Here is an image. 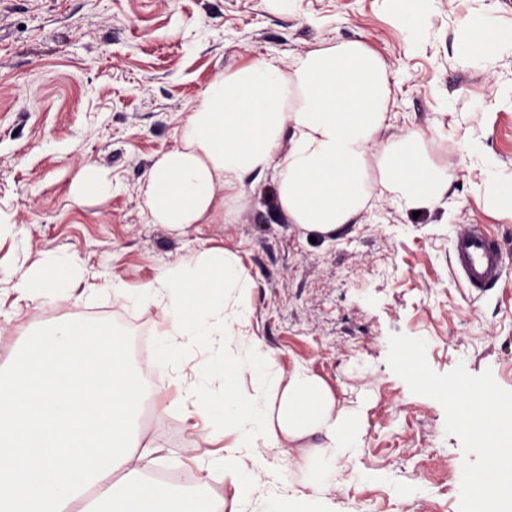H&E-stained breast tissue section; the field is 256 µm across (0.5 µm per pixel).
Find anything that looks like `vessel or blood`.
I'll return each instance as SVG.
<instances>
[{
	"label": "vessel or blood",
	"instance_id": "vessel-or-blood-1",
	"mask_svg": "<svg viewBox=\"0 0 512 512\" xmlns=\"http://www.w3.org/2000/svg\"><path fill=\"white\" fill-rule=\"evenodd\" d=\"M450 264L458 284L479 295L495 287L512 268V250L468 225L451 241Z\"/></svg>",
	"mask_w": 512,
	"mask_h": 512
}]
</instances>
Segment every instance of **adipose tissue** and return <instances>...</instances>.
<instances>
[{
	"label": "adipose tissue",
	"instance_id": "adipose-tissue-1",
	"mask_svg": "<svg viewBox=\"0 0 512 512\" xmlns=\"http://www.w3.org/2000/svg\"><path fill=\"white\" fill-rule=\"evenodd\" d=\"M460 56L487 62L512 55V26L482 12L461 24ZM392 97L386 63L358 41L323 42L287 63L267 54L222 74L155 161L139 192L155 224L179 231L217 213L232 217L245 175L274 169L280 207L302 228L331 233L360 215L372 193L404 209L428 208L452 174L437 165L419 131L371 151ZM84 270L62 255L0 272V288L21 311L56 290L89 299ZM121 305L156 308L158 359L171 372L191 367L181 408L201 421L194 439L219 443L207 468L251 500V473L288 512V488L271 449L317 432L323 456L312 483L318 512L360 453L359 415L340 412L321 380L303 367L283 374L252 331L254 283L238 256L201 250L167 267L138 291L109 286ZM142 387L110 325L60 323L26 340L0 371V512H224L202 498L148 478L161 457L142 447L132 413Z\"/></svg>",
	"mask_w": 512,
	"mask_h": 512
}]
</instances>
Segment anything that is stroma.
<instances>
[{"mask_svg": "<svg viewBox=\"0 0 512 512\" xmlns=\"http://www.w3.org/2000/svg\"><path fill=\"white\" fill-rule=\"evenodd\" d=\"M479 8L491 24H512V0H434L414 50L384 0H291L285 9L275 0H0V208L31 258L70 257L98 291L90 305L64 291L16 315L11 297L0 296V367L26 333L63 321L111 325L147 392L135 425L162 448L163 467L188 474L186 490L223 499L224 512H265V489L244 504L220 473H205L213 448L193 441L180 382L141 346L160 329L156 310L113 304L108 290L115 280L138 290L195 251L227 249L256 284L253 330L280 369L306 367L337 408L363 405L362 452L343 474L334 512H358L362 501L368 512H417V499L459 512L444 482L463 462L461 442L446 434L443 407L413 394L387 356L390 334L419 337L435 372L488 370L512 390V274L475 298L455 282L449 257L454 233L469 224L512 247V217L482 193L488 169L461 149L479 139L512 171V107L494 100L512 82V56L473 63L458 54L459 23ZM348 40L391 73V120L372 150L413 130L446 129L431 146L453 173L442 201L416 216L376 195L351 224L313 236L280 208L269 169L244 177L232 219L178 232L149 223L138 187L176 147L213 80L262 54ZM89 166L111 175V197L74 199ZM319 443L314 434L276 449L291 494L304 492L313 471L288 469L289 460H318Z\"/></svg>", "mask_w": 512, "mask_h": 512, "instance_id": "obj_1", "label": "stroma"}]
</instances>
